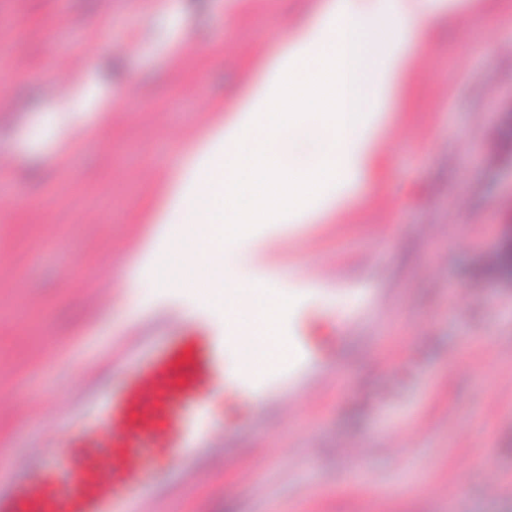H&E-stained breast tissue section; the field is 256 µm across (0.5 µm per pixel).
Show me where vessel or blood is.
I'll use <instances>...</instances> for the list:
<instances>
[{
  "label": "vessel or blood",
  "mask_w": 512,
  "mask_h": 512,
  "mask_svg": "<svg viewBox=\"0 0 512 512\" xmlns=\"http://www.w3.org/2000/svg\"><path fill=\"white\" fill-rule=\"evenodd\" d=\"M287 343L291 354L280 367L263 374H231L247 399L265 401L283 375L312 366L303 337H288ZM230 344L223 314L205 298L195 299L192 316L170 344L143 343L128 367L121 395L88 396L74 415L77 429L70 441L49 435L38 453L48 466L41 481L24 483L26 463H15L12 484H0V512H142L140 504L151 488L141 479L140 439L148 438L158 451L186 464L217 442L210 397L216 388L214 367ZM101 430L108 436L104 448L93 442ZM70 443L82 449L74 461L66 449ZM60 469L68 487L64 495L56 480Z\"/></svg>",
  "instance_id": "vessel-or-blood-1"
}]
</instances>
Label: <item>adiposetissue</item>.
<instances>
[{"instance_id": "ef3b65f1", "label": "adipose tissue", "mask_w": 512, "mask_h": 512, "mask_svg": "<svg viewBox=\"0 0 512 512\" xmlns=\"http://www.w3.org/2000/svg\"><path fill=\"white\" fill-rule=\"evenodd\" d=\"M447 0H324L286 27L280 55L245 86L228 117L190 153L166 196L159 237L224 312V332L265 370L285 360L286 304L235 262L263 224L302 222L349 199L369 178L385 91Z\"/></svg>"}]
</instances>
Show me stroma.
Returning <instances> with one entry per match:
<instances>
[{"mask_svg": "<svg viewBox=\"0 0 512 512\" xmlns=\"http://www.w3.org/2000/svg\"><path fill=\"white\" fill-rule=\"evenodd\" d=\"M321 0H0V468L67 404L90 349L172 336L152 301L190 280L139 266L158 204L283 24ZM512 0H459L387 96L382 175L344 210L257 227L248 257L275 289L312 288L292 326L319 359L260 405L215 397L224 448L186 478L148 452V512H512ZM101 56L79 71L83 55ZM96 83L84 133L46 143L38 110ZM138 310H130V301Z\"/></svg>", "mask_w": 512, "mask_h": 512, "instance_id": "35a3bbf8", "label": "stroma"}]
</instances>
